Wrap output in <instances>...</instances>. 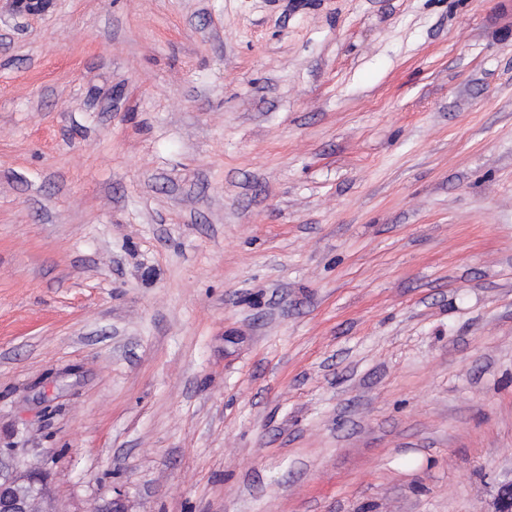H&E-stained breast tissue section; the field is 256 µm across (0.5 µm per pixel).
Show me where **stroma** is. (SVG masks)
Returning <instances> with one entry per match:
<instances>
[{
    "instance_id": "35a3bbf8",
    "label": "stroma",
    "mask_w": 512,
    "mask_h": 512,
    "mask_svg": "<svg viewBox=\"0 0 512 512\" xmlns=\"http://www.w3.org/2000/svg\"><path fill=\"white\" fill-rule=\"evenodd\" d=\"M0 459L57 512H493L512 0H0Z\"/></svg>"
}]
</instances>
